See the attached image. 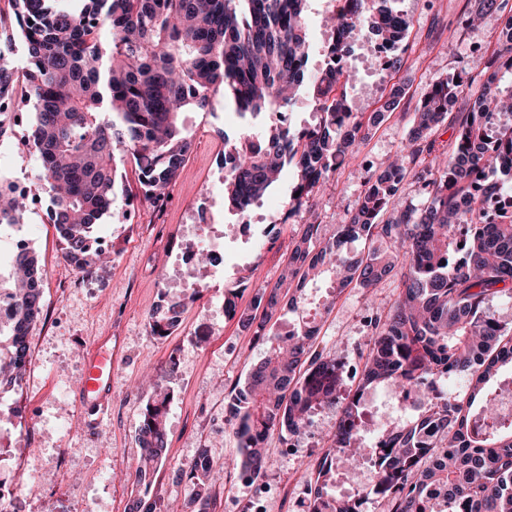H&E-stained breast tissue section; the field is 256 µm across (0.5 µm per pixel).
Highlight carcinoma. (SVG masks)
<instances>
[{
    "label": "carcinoma",
    "instance_id": "carcinoma-1",
    "mask_svg": "<svg viewBox=\"0 0 512 512\" xmlns=\"http://www.w3.org/2000/svg\"><path fill=\"white\" fill-rule=\"evenodd\" d=\"M7 0L16 27L4 41L20 39L26 58L16 67L0 50V108L14 101L34 112L23 145L39 158L31 191L47 184L53 221L64 243L63 259L92 271L99 253L94 234L113 214L117 197L132 200L117 180V162L131 165L144 200L154 210L165 198L194 147L187 112H211L230 100L240 116L291 111L306 90L318 119L295 128L284 120L257 134L224 135V207L241 216L291 171L288 216L312 211L310 199L329 173L356 155L386 113L398 106L402 85L372 112H354L344 80L353 38L375 37L379 65L398 71L414 20L392 7L397 0H337L325 68L306 75L310 0ZM509 0H474L471 14L506 10ZM479 77L437 78L415 109L413 125L387 165L364 184L357 207L324 239L307 221L294 240L284 273L261 287L254 306L263 319L238 313L224 293V315L239 317L264 345V357L245 388L230 397L228 424L236 444L233 464L259 475L274 433L297 435L315 411L338 405L343 364L317 350L319 328L305 320L307 288L326 278L335 291L330 309L348 288L372 290L400 277L388 307L366 320L368 353L356 386L341 406L330 451L316 464L310 512H360L361 500L329 494L336 468L356 467L354 451L364 427L365 395L381 388L419 394L417 416L381 433L375 457L379 512H512V417L497 413L502 387L493 383L512 365V325L494 307L512 300V209L495 190L512 193V34L482 53ZM478 84L470 109L453 107L465 85ZM453 130L448 149L431 138L443 124ZM417 183L420 205L388 212L404 182ZM27 195L0 174V227L25 223ZM371 242L356 256L349 244ZM7 285L15 299L13 324L0 339V386L20 385L30 361V326L43 311L42 272L33 249L11 262ZM150 314L151 334L169 333L177 310ZM298 314L282 337L267 331L283 309ZM466 377L464 398L436 384ZM171 394H154L142 408L136 440L141 448L136 481H146L166 448ZM212 462L201 453L190 466L189 503L206 512Z\"/></svg>",
    "mask_w": 512,
    "mask_h": 512
}]
</instances>
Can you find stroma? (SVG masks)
Instances as JSON below:
<instances>
[{
  "mask_svg": "<svg viewBox=\"0 0 512 512\" xmlns=\"http://www.w3.org/2000/svg\"><path fill=\"white\" fill-rule=\"evenodd\" d=\"M414 27L400 71L366 66L368 39L356 41L346 59L349 101L354 111L379 107L384 89L404 85L406 94L384 124L373 130L359 154L331 172L311 199L322 237L333 235L347 210L356 207L365 181L392 156L412 125L417 104L432 81L448 73L478 74L483 64L477 46L496 42L498 14L479 25L468 23V0H398ZM455 42H448V35ZM12 134L0 142V174L30 184L37 170L33 153L21 140L32 113L15 105ZM185 123L195 133V146L169 189L163 211L152 214L143 199L134 210L118 205L99 227L101 248L111 258L101 273L89 274L63 260L57 230L49 220L50 191L39 190L30 201L16 236L28 239L42 267L43 312L31 325L28 342L33 359L21 385L0 388V479L39 470L40 483L17 500L14 512H129L142 492L185 512L188 481L184 474L200 451L213 462V506L210 512H246L250 488L234 484L225 462L235 448L225 431L229 391L242 387L264 348L252 330L221 311L225 290L251 270L248 288L239 293V311L254 314L253 297L261 286H273L282 271L288 245L300 237L301 218L277 223L288 197L280 181L261 200L265 221L243 223L224 208V137L243 133L255 122L233 108L191 112ZM220 224L224 237L223 273L209 277L208 288L183 308L180 326L170 336L154 339L148 324L153 308L185 298L175 273L186 265V250L205 244L208 227ZM397 282H382L375 292L347 289L330 312L318 315V350L345 365L346 385L361 367L366 349L364 321L370 303L390 305ZM112 337V405L107 413L86 412L76 400L85 372L87 347L94 338ZM177 370L165 374L169 359ZM162 370V387L173 395L167 417V447L150 475L149 488L135 481L140 457L136 429L151 387L147 368ZM337 411L325 408L306 433L289 439L273 435L267 481L279 488L268 500V512H308L307 492L316 483L312 463L328 451ZM289 453H282V445Z\"/></svg>",
  "mask_w": 512,
  "mask_h": 512,
  "instance_id": "obj_1",
  "label": "stroma"
}]
</instances>
